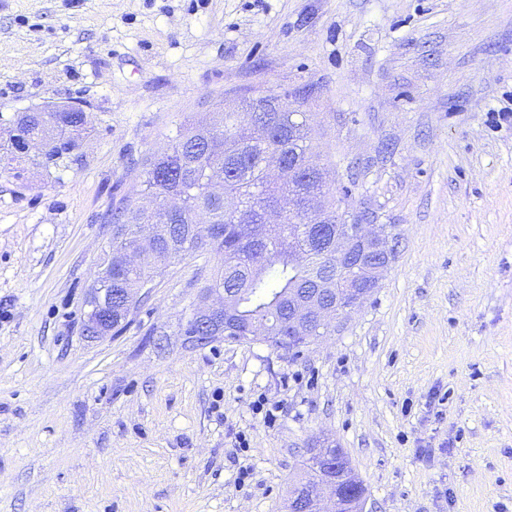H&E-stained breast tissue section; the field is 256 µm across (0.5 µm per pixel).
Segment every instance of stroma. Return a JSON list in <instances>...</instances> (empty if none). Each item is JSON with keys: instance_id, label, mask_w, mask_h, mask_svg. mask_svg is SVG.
<instances>
[{"instance_id": "obj_1", "label": "stroma", "mask_w": 512, "mask_h": 512, "mask_svg": "<svg viewBox=\"0 0 512 512\" xmlns=\"http://www.w3.org/2000/svg\"><path fill=\"white\" fill-rule=\"evenodd\" d=\"M269 92L395 226L378 288L294 358L200 345L205 253L87 338L141 159ZM66 102L80 148L0 175V512H281L319 442L366 512H512V0H0V113Z\"/></svg>"}]
</instances>
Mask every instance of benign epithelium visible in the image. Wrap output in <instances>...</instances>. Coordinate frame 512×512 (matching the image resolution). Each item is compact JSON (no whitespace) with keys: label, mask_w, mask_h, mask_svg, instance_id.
Returning a JSON list of instances; mask_svg holds the SVG:
<instances>
[{"label":"benign epithelium","mask_w":512,"mask_h":512,"mask_svg":"<svg viewBox=\"0 0 512 512\" xmlns=\"http://www.w3.org/2000/svg\"><path fill=\"white\" fill-rule=\"evenodd\" d=\"M318 232L330 235L331 247L336 249V258L341 260L338 271L349 283V294L336 307H329L318 295L290 299L288 327L291 335L278 337L276 349L287 351L293 344L309 337L305 332L317 326L321 333H327L331 324L344 314L361 307L368 295L378 287L382 274L394 259L390 242L395 239L393 228L389 224H373L352 219L336 227L315 225ZM93 296L85 319L86 335L90 339L100 338L112 331V289L103 287L96 280L91 287ZM219 313L230 314L224 297L220 293L208 299L207 306L199 312L196 320L210 324ZM314 457L318 476L315 482L292 498L295 512H340L342 506L341 489L346 485V456L341 448L329 445H316L310 449Z\"/></svg>","instance_id":"1"}]
</instances>
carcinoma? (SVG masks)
Returning <instances> with one entry per match:
<instances>
[{
    "mask_svg": "<svg viewBox=\"0 0 512 512\" xmlns=\"http://www.w3.org/2000/svg\"><path fill=\"white\" fill-rule=\"evenodd\" d=\"M261 94L240 107H219V123L204 128L189 119L164 152L143 158L134 192L112 209V250L104 282L112 288V329L122 327L141 302L140 291L174 261L210 252L218 257L204 292L231 295L240 316L236 328L258 341L281 336L288 323V293L311 281L317 266L336 274V258L320 253L302 225L307 212L288 213V195L309 189L292 172L311 150L310 113L278 102L269 112L272 127L257 125L255 108L269 103ZM81 112L0 113V172L21 159L30 139L44 140L39 165L48 168L78 148L71 132L84 127ZM285 166L272 177L269 168ZM315 208L339 219L336 194L327 172L318 169ZM182 198L179 211L165 213L163 201ZM241 206L224 212L225 197Z\"/></svg>",
    "mask_w": 512,
    "mask_h": 512,
    "instance_id": "carcinoma-1",
    "label": "carcinoma"
}]
</instances>
